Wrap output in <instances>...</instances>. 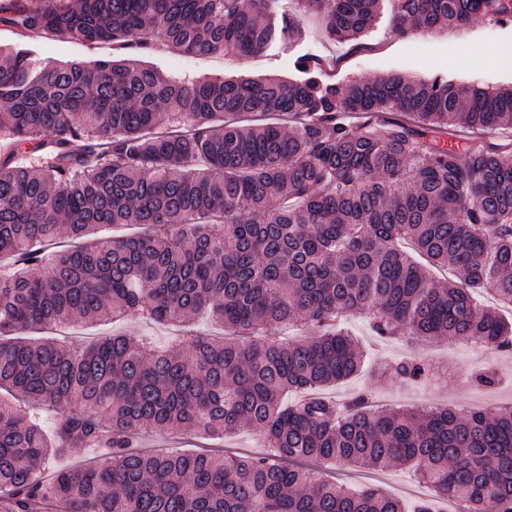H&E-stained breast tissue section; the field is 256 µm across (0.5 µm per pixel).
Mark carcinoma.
Instances as JSON below:
<instances>
[{"label":"carcinoma","mask_w":512,"mask_h":512,"mask_svg":"<svg viewBox=\"0 0 512 512\" xmlns=\"http://www.w3.org/2000/svg\"><path fill=\"white\" fill-rule=\"evenodd\" d=\"M285 0H0V26L118 48L254 56L306 40ZM332 39L361 44L383 0H294ZM395 28L512 16V0H394ZM297 79L193 80L137 59L45 62L0 47V512H403L376 487L322 480L307 461L407 466L464 512H512V407L423 413L285 394L340 382L363 351L340 328L512 349V88L391 73L340 84L294 55ZM175 123L159 130L161 114ZM383 131H378V128ZM41 152L32 163L27 153ZM140 235L91 246L105 225ZM71 243L47 259L39 244ZM409 241L420 262L402 248ZM448 267L456 280L435 279ZM214 339L165 348L121 334L89 345L21 332L128 314ZM299 321L307 334H268ZM389 373L434 386L425 359ZM58 409L47 435L18 407ZM258 433L269 451L148 454L149 432ZM74 448L81 468L42 465Z\"/></svg>","instance_id":"cac0c4a2"}]
</instances>
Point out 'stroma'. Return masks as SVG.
<instances>
[{
  "label": "stroma",
  "instance_id": "stroma-1",
  "mask_svg": "<svg viewBox=\"0 0 512 512\" xmlns=\"http://www.w3.org/2000/svg\"><path fill=\"white\" fill-rule=\"evenodd\" d=\"M298 23L305 30L312 49L323 57L340 59L341 64L335 71L336 79L340 82L400 73L420 80L444 77L464 87L473 84L489 88L512 86V72L498 70L486 54L492 46L512 44V21L507 23L486 16L462 28L443 27L430 33L410 28L401 33L394 29L391 13L386 10L365 37V49L358 51L354 50L352 43L326 39L316 17L302 15ZM22 42L27 43L34 56L52 62H89L113 53L108 44L52 37L25 40L12 31L0 28V46ZM139 58L167 73L191 78L276 76L291 81L297 76L292 66L291 53L285 49L254 57L233 54L196 57L154 50L140 53ZM346 327L365 351L364 366L355 377L321 387L323 397L344 402L369 388L373 391L375 401L380 404L409 406L422 411L438 405L460 410L483 408L493 411L504 404H512V351H485L472 343L448 339L426 346L407 345L373 336L367 324L360 319L348 320ZM112 333L148 336L162 345L174 336L175 330L167 325L129 315L113 322H74L46 331L51 338L85 342ZM425 356L448 365V372L439 390L401 384L381 375L384 365L393 359ZM486 367L503 374V382L494 387L475 385L471 380L472 374ZM143 445L148 450L161 449L168 452L193 451L203 446L250 455L261 451L260 439L252 431L207 441L199 440L188 432L174 431L146 436ZM324 474L327 478L343 480L355 488L366 484L377 485L400 498L409 507L416 502L415 497L406 491L411 477L407 469L401 466L362 473L346 468H328Z\"/></svg>",
  "mask_w": 512,
  "mask_h": 512
}]
</instances>
